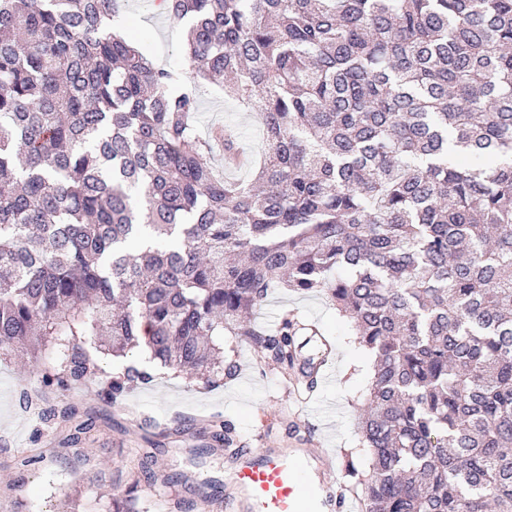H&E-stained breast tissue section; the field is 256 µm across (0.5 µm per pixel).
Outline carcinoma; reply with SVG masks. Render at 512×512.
I'll return each instance as SVG.
<instances>
[{
	"instance_id": "cac0c4a2",
	"label": "carcinoma",
	"mask_w": 512,
	"mask_h": 512,
	"mask_svg": "<svg viewBox=\"0 0 512 512\" xmlns=\"http://www.w3.org/2000/svg\"><path fill=\"white\" fill-rule=\"evenodd\" d=\"M124 2L0 0V355L53 343L64 390L99 336L214 387L226 334L293 365L319 328L248 315L323 289L375 356L365 512H512V0H166L179 70L112 30ZM201 80L260 119L253 179L210 165L241 143L200 135Z\"/></svg>"
}]
</instances>
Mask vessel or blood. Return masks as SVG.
I'll return each instance as SVG.
<instances>
[{"mask_svg":"<svg viewBox=\"0 0 512 512\" xmlns=\"http://www.w3.org/2000/svg\"><path fill=\"white\" fill-rule=\"evenodd\" d=\"M302 470L301 462L285 452L241 451L232 469L238 495L228 503L230 512H332L337 494L333 477H324L307 495Z\"/></svg>","mask_w":512,"mask_h":512,"instance_id":"b4317fda","label":"vessel or blood"}]
</instances>
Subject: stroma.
Masks as SVG:
<instances>
[{
  "mask_svg": "<svg viewBox=\"0 0 512 512\" xmlns=\"http://www.w3.org/2000/svg\"><path fill=\"white\" fill-rule=\"evenodd\" d=\"M122 24L134 29L155 62L180 64L183 25L167 12L163 0H127ZM200 99V134L217 125L226 127L244 141L251 155H259L254 113L239 111L208 88L201 90ZM285 309L318 322L335 343V375L304 409L295 401L300 366L285 371L265 365L253 348L232 336L225 337L224 344L235 349L237 375L208 389L151 362L146 351L135 350L125 358L100 355L102 370L96 378L58 393L42 385L40 372L21 352L0 355V512H58L60 501L73 492L80 495L81 512H112L107 489L90 484L86 470L74 468L70 458L58 454L73 426L45 420V410L54 406L75 407L79 421L87 423L77 452L91 464H109L122 486L138 484L140 512H171L173 500L187 493L180 483L142 482L141 463L149 453L158 469L214 480L208 501L198 503L195 512H226L224 485L231 465L224 454L203 452L219 419L232 423L240 444L257 450L284 449L308 461L315 473L327 462L336 479L344 480L349 457L359 468H368L370 456L361 442L358 410L371 385L373 354L358 343L350 321L325 292L274 289L254 319L270 327ZM129 361L150 365L153 382L115 399L107 396L110 378ZM31 456L39 457V464L22 469V460Z\"/></svg>",
  "mask_w": 512,
  "mask_h": 512,
  "instance_id": "35a3bbf8",
  "label": "stroma"
}]
</instances>
